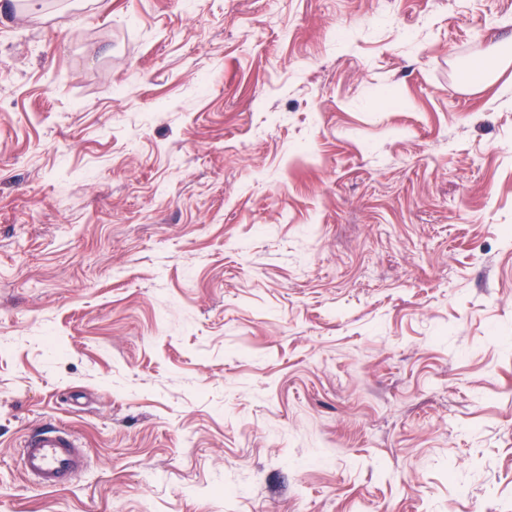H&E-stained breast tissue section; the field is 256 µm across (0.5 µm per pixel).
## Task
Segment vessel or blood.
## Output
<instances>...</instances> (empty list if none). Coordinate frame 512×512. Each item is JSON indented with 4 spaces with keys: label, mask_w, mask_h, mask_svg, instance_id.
<instances>
[{
    "label": "vessel or blood",
    "mask_w": 512,
    "mask_h": 512,
    "mask_svg": "<svg viewBox=\"0 0 512 512\" xmlns=\"http://www.w3.org/2000/svg\"><path fill=\"white\" fill-rule=\"evenodd\" d=\"M19 454L27 477L51 490L66 488L88 466L86 452L75 434L57 423L45 424L27 434Z\"/></svg>",
    "instance_id": "vessel-or-blood-1"
}]
</instances>
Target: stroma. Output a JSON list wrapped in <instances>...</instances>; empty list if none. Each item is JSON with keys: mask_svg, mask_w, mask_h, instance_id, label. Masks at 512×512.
<instances>
[{"mask_svg": "<svg viewBox=\"0 0 512 512\" xmlns=\"http://www.w3.org/2000/svg\"><path fill=\"white\" fill-rule=\"evenodd\" d=\"M510 33L0 0V512H512V105L460 85ZM19 454L27 477L51 490L66 488L88 466L78 438L68 427L57 423L45 424L27 434Z\"/></svg>", "mask_w": 512, "mask_h": 512, "instance_id": "stroma-1", "label": "stroma"}]
</instances>
